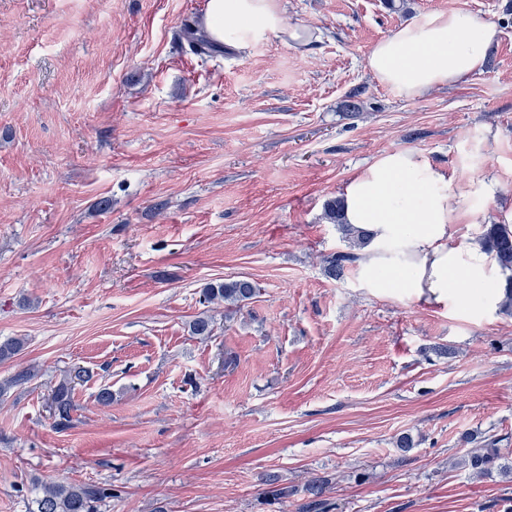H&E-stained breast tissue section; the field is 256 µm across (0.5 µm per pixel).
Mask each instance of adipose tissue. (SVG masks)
I'll return each instance as SVG.
<instances>
[{"label":"adipose tissue","instance_id":"1","mask_svg":"<svg viewBox=\"0 0 512 512\" xmlns=\"http://www.w3.org/2000/svg\"><path fill=\"white\" fill-rule=\"evenodd\" d=\"M207 24L217 37L236 31L240 45L272 35L298 40L276 0H209ZM498 36L494 23L465 13H429L379 41L368 67L401 97L414 99L481 71ZM452 179L421 154L380 156L342 193L345 223L367 234L357 261L365 287L401 293L427 305L496 311L502 272L476 238L458 227Z\"/></svg>","mask_w":512,"mask_h":512}]
</instances>
